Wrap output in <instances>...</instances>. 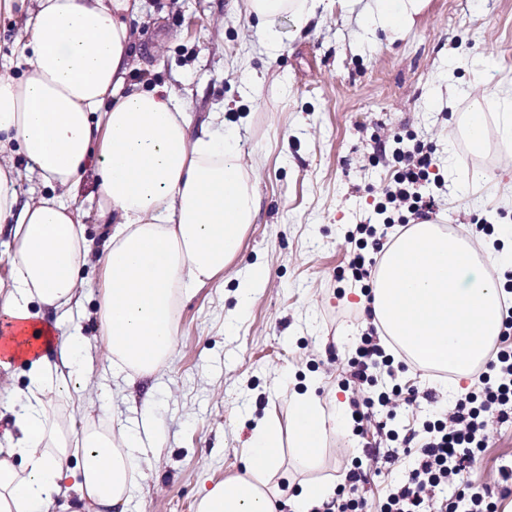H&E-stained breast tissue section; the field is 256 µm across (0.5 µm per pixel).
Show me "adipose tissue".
<instances>
[{"instance_id":"ef3b65f1","label":"adipose tissue","mask_w":512,"mask_h":512,"mask_svg":"<svg viewBox=\"0 0 512 512\" xmlns=\"http://www.w3.org/2000/svg\"><path fill=\"white\" fill-rule=\"evenodd\" d=\"M323 0H247V15L270 48L282 22L305 29ZM430 0H369L368 27L400 39ZM139 0H0L18 20L10 69L0 71V226L9 228L10 279L0 312L16 333L13 353L27 368L23 389L0 388V512H47L76 499L85 512H117L135 488L140 433L92 422L94 353L120 371L149 375L176 347L179 302L212 281L239 254L258 212L253 170L232 137L212 122L194 125L167 87H127L132 59L127 22ZM26 161L17 167L13 156ZM108 231L93 244L74 191L87 166ZM41 193L19 198V182ZM503 248L476 253L466 238L421 221L387 246L375 273L371 309L384 341L414 368L457 377L482 364L500 336L501 282L484 263L512 268V225L497 227ZM101 267L98 335H57L44 311L80 306L79 278ZM65 395L80 424L49 415L48 393ZM287 425L257 422L244 471L205 490L196 512H277L267 476L289 442L305 469L321 457L328 428L347 430L343 403L324 408L312 391L293 393Z\"/></svg>"}]
</instances>
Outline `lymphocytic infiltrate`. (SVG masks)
<instances>
[{"label": "lymphocytic infiltrate", "instance_id": "f902f5d3", "mask_svg": "<svg viewBox=\"0 0 512 512\" xmlns=\"http://www.w3.org/2000/svg\"><path fill=\"white\" fill-rule=\"evenodd\" d=\"M393 175L377 202V213L388 207H406L410 215L424 218L432 213L424 189L430 181L433 159L430 153L413 154L394 150ZM356 253L347 270L362 290H369L376 257L384 249L387 231L377 224L355 228ZM350 376L357 387L352 419L362 425L374 412L393 415L403 389L400 385L381 384L382 374L406 369V362H395L380 344L378 327L368 324L353 355L348 360ZM512 422V306L508 307L503 331L474 386L458 398L452 411H432L419 422L414 433L399 436L388 431L391 451L368 452L371 460L395 465L400 456L413 457L414 464L404 477L390 484L381 512H499V501L486 488H477L464 475L488 446V422Z\"/></svg>", "mask_w": 512, "mask_h": 512}]
</instances>
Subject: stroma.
Masks as SVG:
<instances>
[{"label":"stroma","mask_w":512,"mask_h":512,"mask_svg":"<svg viewBox=\"0 0 512 512\" xmlns=\"http://www.w3.org/2000/svg\"><path fill=\"white\" fill-rule=\"evenodd\" d=\"M365 8L333 6L298 33L283 23L275 51L245 0H140L128 21V85L173 87L198 123L223 113L254 164L260 209L232 264L182 300L162 368L131 378L104 356L94 361V409L145 437L125 512H195L205 487L243 472L258 419L269 412L287 423L293 391L312 387L325 404L352 399L341 381L365 324L345 316L358 299L340 273L348 230L384 221L373 207L393 169L378 149L431 151L444 179L432 220L475 248L486 239L478 225H512V145L496 107L486 109L483 152L470 150L459 122L473 97L512 90V0H431L394 42L368 32ZM252 73L265 81L258 101ZM474 172L486 174L483 189L457 191L455 177ZM258 263L268 278L238 310L237 285ZM489 428L467 474L479 487L512 468V424ZM379 442L372 420L357 433L328 431L313 477L341 482Z\"/></svg>","instance_id":"stroma-1"}]
</instances>
